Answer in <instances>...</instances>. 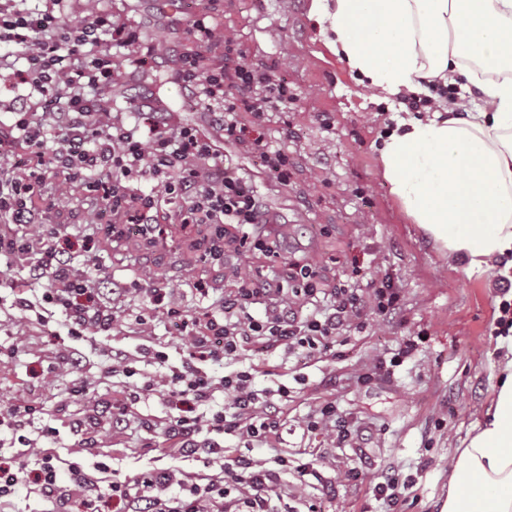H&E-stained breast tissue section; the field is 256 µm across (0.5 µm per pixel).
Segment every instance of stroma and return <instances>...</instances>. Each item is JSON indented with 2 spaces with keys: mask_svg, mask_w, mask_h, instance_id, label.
Here are the masks:
<instances>
[{
  "mask_svg": "<svg viewBox=\"0 0 512 512\" xmlns=\"http://www.w3.org/2000/svg\"><path fill=\"white\" fill-rule=\"evenodd\" d=\"M174 2L183 16L207 12L233 35L225 52L228 67L245 63L271 72L287 81L295 96L285 112L259 119L239 114L251 135H262L287 152L288 185L270 179L240 146L226 147L232 165L250 173L271 223L280 229L276 253L261 257L260 266L283 271L290 261L311 254L325 286L347 281L355 268L364 279L386 274L404 303L402 317L369 322L331 352L310 357L296 348H255L233 360L208 363L207 373L219 378L250 366L257 388L288 386L279 439L251 454L261 462L277 455L310 461L326 482L283 475L277 490L281 512L308 502L317 512H384L373 487L387 468L413 483L403 512H440L448 495V460L491 405L498 383L494 348L501 298L493 286L495 271L470 274L449 267L401 211L379 164L381 137L394 124L396 109L377 102L330 52L309 18L312 0ZM112 6L181 47V30L170 24L162 0H112ZM44 190L70 198L68 207L50 220L69 237L72 256L81 255L84 236L99 240V268L89 290L95 301L114 305L118 323L102 335L70 336L63 316L44 301L43 288L28 294L33 310L16 308L9 284L23 277L22 268L0 272V351L14 353L0 361V401L32 405L27 436L53 455L57 466L83 460L87 473L102 483L145 470H168L179 477L217 474L218 464L208 462L206 454L181 457L172 450L168 422L182 405L162 381L181 366L187 352L177 317L154 310L138 270H157L167 302L179 317L191 318L205 307H219L236 290L237 254L227 251L220 268L203 263L210 247L203 228L186 236L174 227L156 243L133 232L115 238L107 225L88 224L97 204L77 184L51 174ZM114 280L126 288L117 300L110 292ZM200 280L211 288L209 300L195 293ZM141 316L147 326L138 325ZM407 341L415 342L416 350L389 375L376 376L365 386L352 383L357 370L375 358H391ZM116 348L130 354L132 374L111 372ZM75 349L83 357L80 369L52 371L60 356ZM149 377L158 385L129 405L125 427L113 429L110 419L101 418L93 428V452L82 451L72 430L74 419L90 414L94 404L137 390ZM323 397L335 400L363 438L337 448L326 434L306 430L304 418ZM44 427L53 428V436L41 437ZM352 467L362 471L363 481L341 482L340 473Z\"/></svg>",
  "mask_w": 512,
  "mask_h": 512,
  "instance_id": "obj_1",
  "label": "stroma"
}]
</instances>
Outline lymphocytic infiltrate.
<instances>
[{"label":"lymphocytic infiltrate","mask_w":512,"mask_h":512,"mask_svg":"<svg viewBox=\"0 0 512 512\" xmlns=\"http://www.w3.org/2000/svg\"><path fill=\"white\" fill-rule=\"evenodd\" d=\"M188 48H159L158 37H146L134 18L113 19L101 0H0V112L11 114L0 131V263L26 264L27 277L14 283L19 309H31L27 288L47 282L50 300L58 307L70 335L81 337L111 330L117 316L112 307L84 301L95 250H87L83 268H75L60 246L61 235L44 217L68 204L65 195L42 191L47 173L64 176L88 195L102 200L93 221L132 224L139 233L162 237L165 226L190 231L210 224L216 238L226 225L240 227L246 257L272 252L273 243L257 233L266 209L244 169H230L220 142L247 145L264 172L288 184V156L263 137H250L237 114L233 89L224 85V68L210 49L227 39L222 27L205 13L194 15L185 28ZM114 49L102 50L103 41ZM170 62L169 75L185 93L191 110L212 113L211 136L200 135L173 112H118L112 87L124 67L148 71L157 54ZM242 86L261 93L249 104L254 116L287 109L294 96L274 75L240 66ZM238 291L225 299L219 314L205 312L182 322L189 345L188 359L173 372L176 395L194 404L223 392L229 404L209 418L179 415L168 433L179 455L197 454L202 433L237 437L246 447H271L282 427L280 403L287 387L259 389L254 375L242 369L219 380L205 376L203 364L239 356L250 347L301 346L312 350L334 347L342 336L363 329L368 319L387 320L401 309V292L390 279L369 278L361 285L342 284L321 295L316 283L317 261L307 256L293 265L289 279L252 265L237 264ZM308 431H322L340 446L352 438V423L326 399L307 415ZM269 468L238 456L224 462L219 474L206 481L174 480L172 473L149 470L133 479L110 482L109 495L123 501L127 512H274L271 494L289 469L301 480L315 470L301 459L279 456ZM36 476L25 467L0 465V499L20 488L35 486L53 512H71L63 482L88 487L92 481L81 461L59 470L52 456H42ZM180 493L168 494L171 482Z\"/></svg>","instance_id":"obj_1"}]
</instances>
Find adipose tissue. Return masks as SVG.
I'll return each instance as SVG.
<instances>
[{"label": "adipose tissue", "mask_w": 512, "mask_h": 512, "mask_svg": "<svg viewBox=\"0 0 512 512\" xmlns=\"http://www.w3.org/2000/svg\"><path fill=\"white\" fill-rule=\"evenodd\" d=\"M338 60L382 99L426 102L380 149L382 176L450 266L512 254V0H313ZM481 94L462 113L454 84ZM491 406L448 469L442 512H512V345Z\"/></svg>", "instance_id": "obj_1"}]
</instances>
